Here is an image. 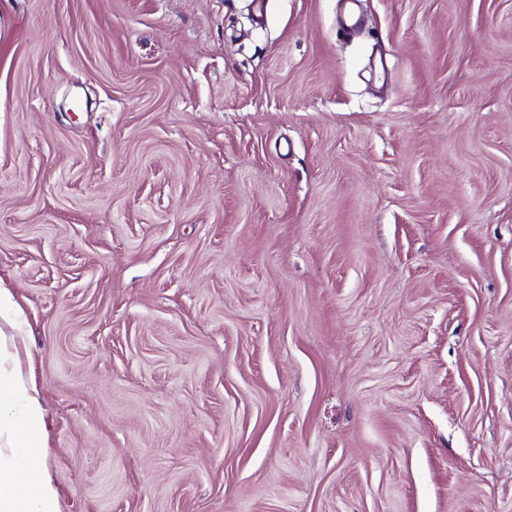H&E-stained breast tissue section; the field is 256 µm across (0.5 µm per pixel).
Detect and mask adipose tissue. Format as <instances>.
I'll use <instances>...</instances> for the list:
<instances>
[{
	"instance_id": "adipose-tissue-1",
	"label": "adipose tissue",
	"mask_w": 512,
	"mask_h": 512,
	"mask_svg": "<svg viewBox=\"0 0 512 512\" xmlns=\"http://www.w3.org/2000/svg\"><path fill=\"white\" fill-rule=\"evenodd\" d=\"M19 342L0 331V512H58L56 487L41 463L44 408L23 373Z\"/></svg>"
}]
</instances>
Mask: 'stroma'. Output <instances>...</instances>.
Returning a JSON list of instances; mask_svg holds the SVG:
<instances>
[{
  "instance_id": "stroma-1",
  "label": "stroma",
  "mask_w": 512,
  "mask_h": 512,
  "mask_svg": "<svg viewBox=\"0 0 512 512\" xmlns=\"http://www.w3.org/2000/svg\"><path fill=\"white\" fill-rule=\"evenodd\" d=\"M0 0V281L60 512H512V0Z\"/></svg>"
}]
</instances>
